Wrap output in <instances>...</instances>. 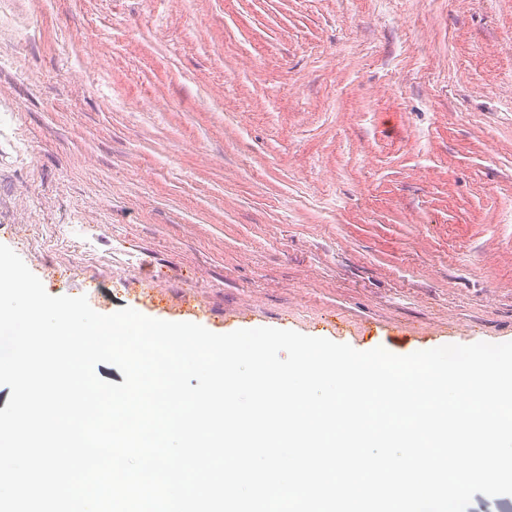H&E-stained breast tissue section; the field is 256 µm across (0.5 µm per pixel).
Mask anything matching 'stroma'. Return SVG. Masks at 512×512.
<instances>
[{
  "label": "stroma",
  "instance_id": "obj_1",
  "mask_svg": "<svg viewBox=\"0 0 512 512\" xmlns=\"http://www.w3.org/2000/svg\"><path fill=\"white\" fill-rule=\"evenodd\" d=\"M0 151V244L98 313L512 342V0H10Z\"/></svg>",
  "mask_w": 512,
  "mask_h": 512
}]
</instances>
